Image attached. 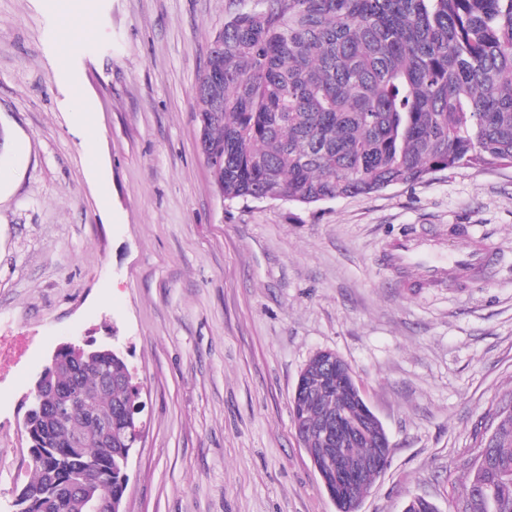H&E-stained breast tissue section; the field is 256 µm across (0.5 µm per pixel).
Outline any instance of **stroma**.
<instances>
[{
	"label": "stroma",
	"mask_w": 512,
	"mask_h": 512,
	"mask_svg": "<svg viewBox=\"0 0 512 512\" xmlns=\"http://www.w3.org/2000/svg\"><path fill=\"white\" fill-rule=\"evenodd\" d=\"M252 0H0V512L30 478L23 402L63 343L116 345L139 390L120 512H336L294 429L307 361L351 366L393 445L360 512H451L512 393V165L304 206L221 197L195 85ZM436 288L387 266L414 239ZM491 252L482 243L473 239H464L455 250L454 257L448 263V270L428 267V277L448 278V285L465 277H471L477 271H485L491 260Z\"/></svg>",
	"instance_id": "1"
}]
</instances>
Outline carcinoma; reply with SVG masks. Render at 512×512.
I'll use <instances>...</instances> for the list:
<instances>
[{
	"mask_svg": "<svg viewBox=\"0 0 512 512\" xmlns=\"http://www.w3.org/2000/svg\"><path fill=\"white\" fill-rule=\"evenodd\" d=\"M224 23L210 45L224 78H197L196 118L204 158L224 199L313 205L340 195L380 192L442 170L512 162V0H260ZM297 413L312 427L360 393L317 381ZM58 391L78 386L96 421L69 419L47 406L28 408L31 479L17 512H84L69 487L93 469L121 504L122 457L134 447L135 413L128 367L92 346L75 374L63 353L44 372ZM457 489L456 512H512V409ZM112 424V442L98 426ZM375 437L341 443L335 456L364 475L359 496L382 473Z\"/></svg>",
	"mask_w": 512,
	"mask_h": 512,
	"instance_id": "cac0c4a2",
	"label": "carcinoma"
}]
</instances>
